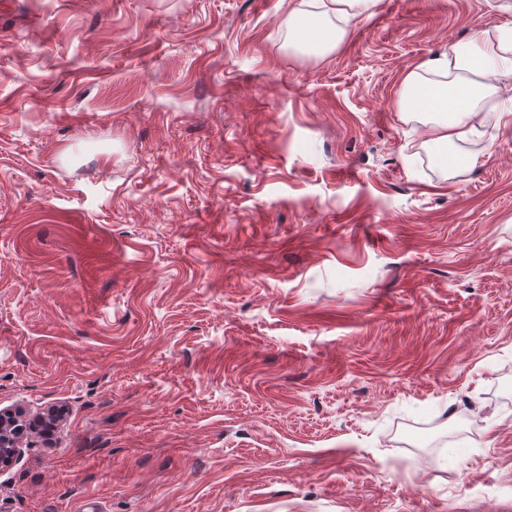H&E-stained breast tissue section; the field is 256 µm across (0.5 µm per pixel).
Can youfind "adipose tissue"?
Instances as JSON below:
<instances>
[{"instance_id":"1","label":"adipose tissue","mask_w":512,"mask_h":512,"mask_svg":"<svg viewBox=\"0 0 512 512\" xmlns=\"http://www.w3.org/2000/svg\"><path fill=\"white\" fill-rule=\"evenodd\" d=\"M377 2L308 0L288 14L289 49L315 57L333 53L348 22L371 16ZM399 108L428 125L429 151L439 166L472 164L462 146L512 117V29L476 31L409 70L400 82Z\"/></svg>"}]
</instances>
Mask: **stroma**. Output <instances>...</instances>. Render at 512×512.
<instances>
[{
	"mask_svg": "<svg viewBox=\"0 0 512 512\" xmlns=\"http://www.w3.org/2000/svg\"><path fill=\"white\" fill-rule=\"evenodd\" d=\"M0 5V512H512V124L397 92L507 0ZM307 8H293L286 19L288 24V48L295 52L325 57L333 53L343 41L347 24L356 17H370L378 0H310ZM319 28L315 39L304 38L301 32L306 22ZM26 413L22 408L14 410H1L0 411V469L8 468L14 462L15 458L20 452V438L19 434L27 432V425H29L26 418ZM23 425L22 428H16L17 425Z\"/></svg>",
	"mask_w": 512,
	"mask_h": 512,
	"instance_id": "stroma-1",
	"label": "stroma"
}]
</instances>
